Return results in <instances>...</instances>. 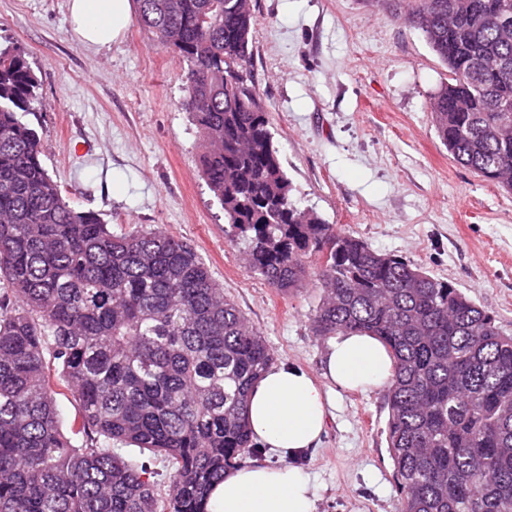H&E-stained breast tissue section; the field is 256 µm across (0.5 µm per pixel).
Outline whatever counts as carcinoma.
I'll return each instance as SVG.
<instances>
[{
    "label": "carcinoma",
    "mask_w": 512,
    "mask_h": 512,
    "mask_svg": "<svg viewBox=\"0 0 512 512\" xmlns=\"http://www.w3.org/2000/svg\"><path fill=\"white\" fill-rule=\"evenodd\" d=\"M135 2L186 64L202 176L249 268L285 292L315 278L314 334H367L390 353L399 512H512V336L451 282L297 205L246 75L248 0ZM507 19L512 0H410L448 71L430 98L439 138L511 194ZM38 86L0 49V512H207L212 487L260 453L245 411L274 353L189 243L141 225L114 233L62 196L21 120ZM61 388L78 405L67 432Z\"/></svg>",
    "instance_id": "carcinoma-1"
}]
</instances>
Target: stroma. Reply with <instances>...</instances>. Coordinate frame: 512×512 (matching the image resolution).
<instances>
[{"label":"stroma","instance_id":"35a3bbf8","mask_svg":"<svg viewBox=\"0 0 512 512\" xmlns=\"http://www.w3.org/2000/svg\"><path fill=\"white\" fill-rule=\"evenodd\" d=\"M68 0H0V47L39 80L42 160L64 198L114 232L153 225L189 243L276 363L321 378L315 281L283 293L245 262L201 176V140L182 106L185 65L137 20L111 47L73 37ZM248 66L299 205L450 281L512 334V194L455 162L432 123L448 72L405 0H250ZM385 389L338 392L299 468L315 512H397Z\"/></svg>","mask_w":512,"mask_h":512}]
</instances>
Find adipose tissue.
<instances>
[{"label":"adipose tissue","mask_w":512,"mask_h":512,"mask_svg":"<svg viewBox=\"0 0 512 512\" xmlns=\"http://www.w3.org/2000/svg\"><path fill=\"white\" fill-rule=\"evenodd\" d=\"M131 9V0H69L71 29L85 46L104 48L122 36ZM392 371V359L375 337L341 332L329 342L325 375L340 389L384 387ZM329 406L304 370L270 366L252 388L246 420L253 439L280 460L228 473L211 491L208 512H312L310 480L294 460L319 442Z\"/></svg>","instance_id":"ef3b65f1"}]
</instances>
